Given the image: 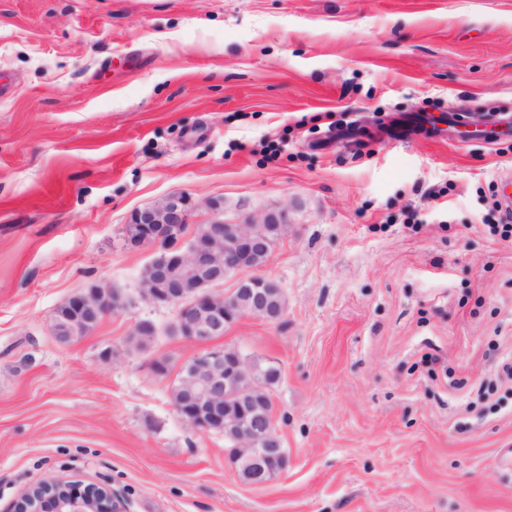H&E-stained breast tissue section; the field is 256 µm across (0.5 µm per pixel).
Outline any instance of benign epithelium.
Returning a JSON list of instances; mask_svg holds the SVG:
<instances>
[{
  "label": "benign epithelium",
  "instance_id": "benign-epithelium-1",
  "mask_svg": "<svg viewBox=\"0 0 512 512\" xmlns=\"http://www.w3.org/2000/svg\"><path fill=\"white\" fill-rule=\"evenodd\" d=\"M190 198L170 195L157 205L136 210L127 227V242L149 245L154 258L144 268L140 280L143 301L173 305L176 318L170 335L203 343L224 335V325L249 316L266 322L278 321L285 312L280 284L259 273L240 279L228 293L214 288L243 270H259L269 261L264 251L268 225H277L279 235L288 233V210L265 213L261 221L246 219L227 223L214 219L195 226L188 245H183ZM128 303L117 288H93L71 297L56 310L51 323L55 339L69 342L88 335L102 316L127 309ZM224 347L197 351L194 375L180 390L175 410L182 421L198 432H232L236 448L230 460L245 463L256 484L267 483V474L276 466L284 471L288 457L283 441L272 428L258 433L243 417L224 413V405L239 409L268 397L267 385L255 380L240 384L242 365L224 361ZM31 494L17 501L15 512H128L124 498L108 486L69 484L59 493L50 488L38 495L34 506Z\"/></svg>",
  "mask_w": 512,
  "mask_h": 512
}]
</instances>
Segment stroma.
<instances>
[{
  "label": "stroma",
  "instance_id": "1",
  "mask_svg": "<svg viewBox=\"0 0 512 512\" xmlns=\"http://www.w3.org/2000/svg\"><path fill=\"white\" fill-rule=\"evenodd\" d=\"M0 84V512L52 479L129 512H512V134L419 123L512 108V0H0ZM173 194L193 225L212 199L291 220L262 270L283 317L211 341L280 367L260 487L170 401L200 346L125 238ZM95 284L131 307L57 342Z\"/></svg>",
  "mask_w": 512,
  "mask_h": 512
}]
</instances>
